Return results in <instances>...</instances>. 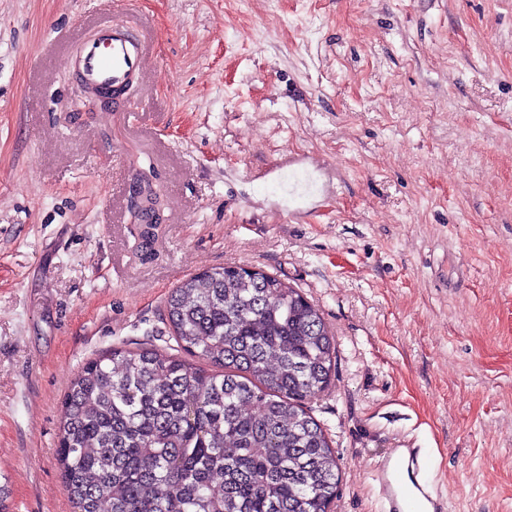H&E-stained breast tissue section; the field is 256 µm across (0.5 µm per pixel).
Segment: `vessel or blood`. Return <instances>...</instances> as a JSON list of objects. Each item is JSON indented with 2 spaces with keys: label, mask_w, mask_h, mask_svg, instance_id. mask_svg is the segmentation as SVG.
<instances>
[{
  "label": "vessel or blood",
  "mask_w": 512,
  "mask_h": 512,
  "mask_svg": "<svg viewBox=\"0 0 512 512\" xmlns=\"http://www.w3.org/2000/svg\"><path fill=\"white\" fill-rule=\"evenodd\" d=\"M83 81L90 87H120L143 68L144 48L140 39L120 22L101 26L93 39L85 42L75 59ZM313 180L308 171L288 173V195L309 198ZM376 479L388 512H417L419 499L429 500L433 512H444L445 505L434 499L425 475L420 449L410 448L378 468Z\"/></svg>",
  "instance_id": "1"
}]
</instances>
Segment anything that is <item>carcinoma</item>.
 Listing matches in <instances>:
<instances>
[{
  "label": "carcinoma",
  "instance_id": "carcinoma-1",
  "mask_svg": "<svg viewBox=\"0 0 512 512\" xmlns=\"http://www.w3.org/2000/svg\"><path fill=\"white\" fill-rule=\"evenodd\" d=\"M166 319L184 355L114 349L65 395L73 512H330L338 458L311 403L336 340L320 310L277 275L224 266L174 288Z\"/></svg>",
  "mask_w": 512,
  "mask_h": 512
}]
</instances>
